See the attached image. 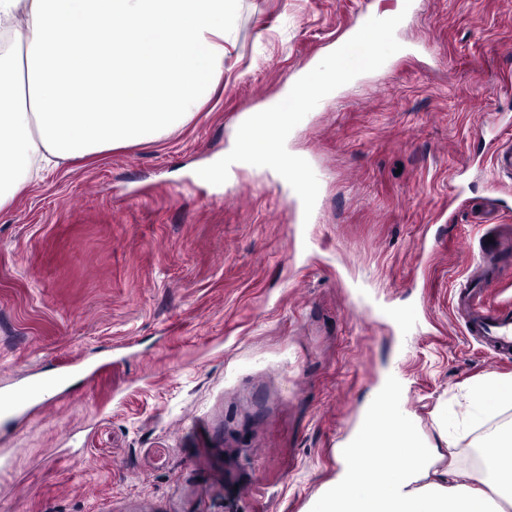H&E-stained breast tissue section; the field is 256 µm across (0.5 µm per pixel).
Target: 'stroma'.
I'll list each match as a JSON object with an SVG mask.
<instances>
[{"label": "stroma", "mask_w": 512, "mask_h": 512, "mask_svg": "<svg viewBox=\"0 0 512 512\" xmlns=\"http://www.w3.org/2000/svg\"><path fill=\"white\" fill-rule=\"evenodd\" d=\"M403 6L238 0L224 78L191 122L63 164L0 212V384L76 356L108 365L0 430V512H311L394 373L436 469L474 471L472 448L512 425V406L471 422L477 387L512 377V359L454 308L496 236L477 129L512 142V0ZM363 9L404 14L402 49L289 135L323 175L313 223L275 173L198 177ZM355 293L419 311V330L372 321Z\"/></svg>", "instance_id": "35a3bbf8"}]
</instances>
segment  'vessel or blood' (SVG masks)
<instances>
[{
  "label": "vessel or blood",
  "mask_w": 512,
  "mask_h": 512,
  "mask_svg": "<svg viewBox=\"0 0 512 512\" xmlns=\"http://www.w3.org/2000/svg\"><path fill=\"white\" fill-rule=\"evenodd\" d=\"M493 166L500 185H512V145L490 140ZM501 262L488 254H480L474 261L472 276L480 287L459 293L455 308L461 315L465 332L482 342L495 354H512V311L488 306L485 288L499 278ZM88 364L74 358L57 365L55 370L39 369L18 377L10 386L0 388V423L12 427L22 424L38 413L49 401L65 390L73 375L87 372ZM403 392L397 384H389L382 392V404L370 418L366 437L369 441L388 436L394 425L395 414L401 405Z\"/></svg>",
  "instance_id": "vessel-or-blood-1"
}]
</instances>
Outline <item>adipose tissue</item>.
I'll use <instances>...</instances> for the list:
<instances>
[{
    "label": "adipose tissue",
    "instance_id": "adipose-tissue-1",
    "mask_svg": "<svg viewBox=\"0 0 512 512\" xmlns=\"http://www.w3.org/2000/svg\"><path fill=\"white\" fill-rule=\"evenodd\" d=\"M238 0H0V212L49 168L158 140L187 124L224 76V40ZM87 40L81 51L72 44ZM512 433L480 450L466 474L430 477L436 449L394 425L342 468L344 498L312 512H504L512 504Z\"/></svg>",
    "mask_w": 512,
    "mask_h": 512
}]
</instances>
